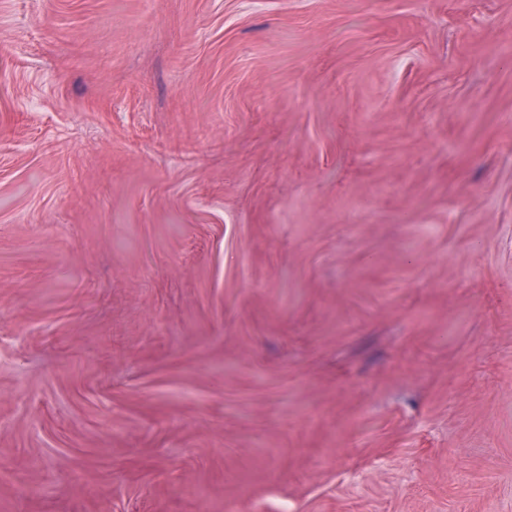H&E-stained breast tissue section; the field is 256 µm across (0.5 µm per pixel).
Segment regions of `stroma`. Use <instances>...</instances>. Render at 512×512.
Returning <instances> with one entry per match:
<instances>
[{"label": "stroma", "mask_w": 512, "mask_h": 512, "mask_svg": "<svg viewBox=\"0 0 512 512\" xmlns=\"http://www.w3.org/2000/svg\"><path fill=\"white\" fill-rule=\"evenodd\" d=\"M0 512H512V0H0Z\"/></svg>", "instance_id": "1"}]
</instances>
